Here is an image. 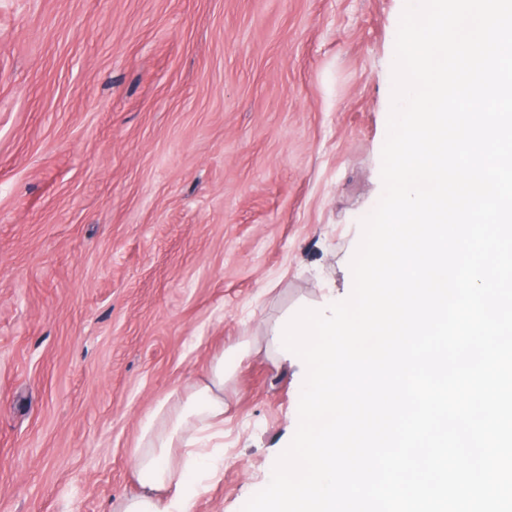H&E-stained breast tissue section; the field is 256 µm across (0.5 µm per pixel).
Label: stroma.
<instances>
[{
    "mask_svg": "<svg viewBox=\"0 0 512 512\" xmlns=\"http://www.w3.org/2000/svg\"><path fill=\"white\" fill-rule=\"evenodd\" d=\"M406 0H0V512H113L210 362L242 512L298 426L275 325L347 299Z\"/></svg>",
    "mask_w": 512,
    "mask_h": 512,
    "instance_id": "35a3bbf8",
    "label": "stroma"
}]
</instances>
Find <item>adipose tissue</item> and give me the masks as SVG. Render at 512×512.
I'll return each instance as SVG.
<instances>
[{
    "label": "adipose tissue",
    "mask_w": 512,
    "mask_h": 512,
    "mask_svg": "<svg viewBox=\"0 0 512 512\" xmlns=\"http://www.w3.org/2000/svg\"><path fill=\"white\" fill-rule=\"evenodd\" d=\"M234 364L216 357L192 393H171L145 417L132 451L141 489L117 512H194L223 468V453L204 442L224 433V380Z\"/></svg>",
    "instance_id": "adipose-tissue-1"
}]
</instances>
